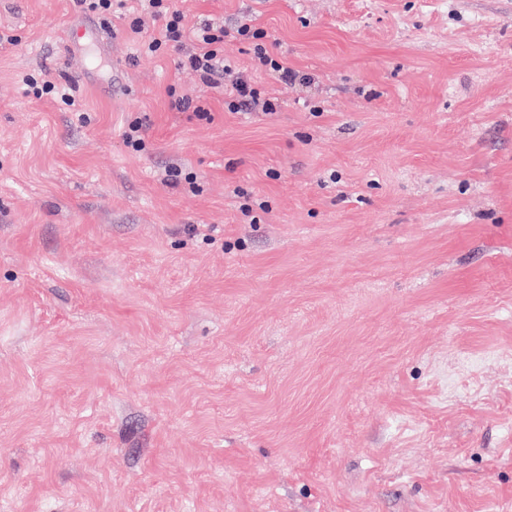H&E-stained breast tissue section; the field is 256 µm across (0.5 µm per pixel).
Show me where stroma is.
<instances>
[{
  "label": "stroma",
  "instance_id": "1",
  "mask_svg": "<svg viewBox=\"0 0 512 512\" xmlns=\"http://www.w3.org/2000/svg\"><path fill=\"white\" fill-rule=\"evenodd\" d=\"M175 5L313 83L0 0V512H512V0ZM224 105L232 112L258 111L275 112L277 104L274 99L266 97L255 82L248 76L239 75L231 84V90L224 97Z\"/></svg>",
  "mask_w": 512,
  "mask_h": 512
}]
</instances>
